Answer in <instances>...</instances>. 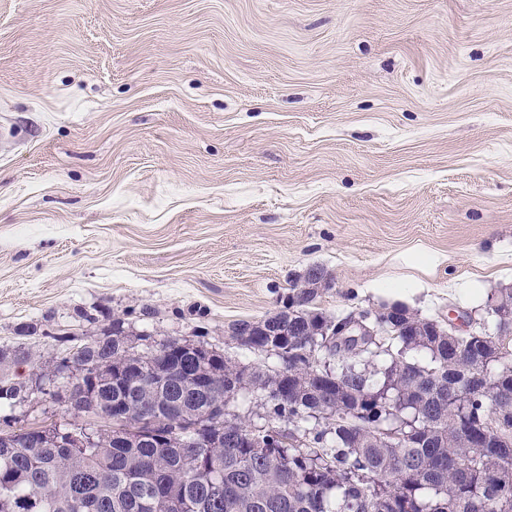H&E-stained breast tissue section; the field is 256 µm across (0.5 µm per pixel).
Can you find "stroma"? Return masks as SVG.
Returning a JSON list of instances; mask_svg holds the SVG:
<instances>
[{
    "mask_svg": "<svg viewBox=\"0 0 512 512\" xmlns=\"http://www.w3.org/2000/svg\"><path fill=\"white\" fill-rule=\"evenodd\" d=\"M312 265L330 314L512 287V0H0V345L262 365Z\"/></svg>",
    "mask_w": 512,
    "mask_h": 512,
    "instance_id": "obj_1",
    "label": "stroma"
}]
</instances>
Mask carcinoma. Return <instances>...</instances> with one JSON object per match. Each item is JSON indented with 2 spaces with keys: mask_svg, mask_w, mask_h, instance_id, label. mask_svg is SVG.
<instances>
[{
  "mask_svg": "<svg viewBox=\"0 0 512 512\" xmlns=\"http://www.w3.org/2000/svg\"><path fill=\"white\" fill-rule=\"evenodd\" d=\"M326 292L294 284L288 307L230 337L273 352V367L197 358L178 339L138 353L118 317L72 362L1 349L53 369L50 397L84 385L127 428L109 440L1 419L0 512H512V291L487 296V336L444 323L421 336L425 317L402 304L399 331L364 319L342 349ZM21 391L3 380L0 406ZM221 411L220 426H198ZM149 412L156 427H139ZM394 427L400 441L380 437Z\"/></svg>",
  "mask_w": 512,
  "mask_h": 512,
  "instance_id": "cac0c4a2",
  "label": "carcinoma"
}]
</instances>
